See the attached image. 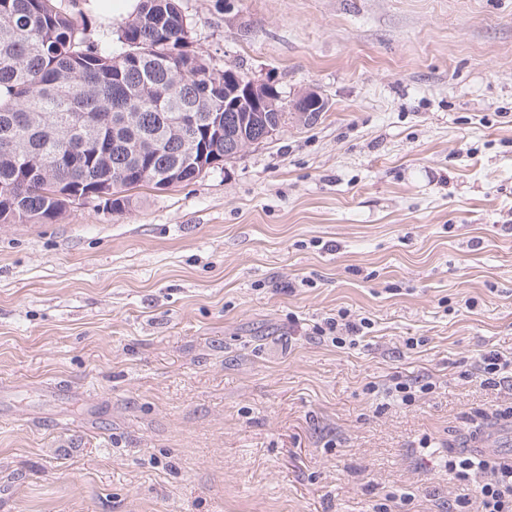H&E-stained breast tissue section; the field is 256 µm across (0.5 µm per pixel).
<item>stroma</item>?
Segmentation results:
<instances>
[{
    "label": "stroma",
    "mask_w": 512,
    "mask_h": 512,
    "mask_svg": "<svg viewBox=\"0 0 512 512\" xmlns=\"http://www.w3.org/2000/svg\"><path fill=\"white\" fill-rule=\"evenodd\" d=\"M180 6L216 70L327 109L0 226V512H448L512 406L478 371L512 353V0ZM351 315L347 309H339L336 316L325 318L323 326L318 325L316 331L321 336H327L337 347L345 345H356L357 337H361L365 329H370L371 323L367 318H360L358 321L350 319Z\"/></svg>",
    "instance_id": "1"
}]
</instances>
